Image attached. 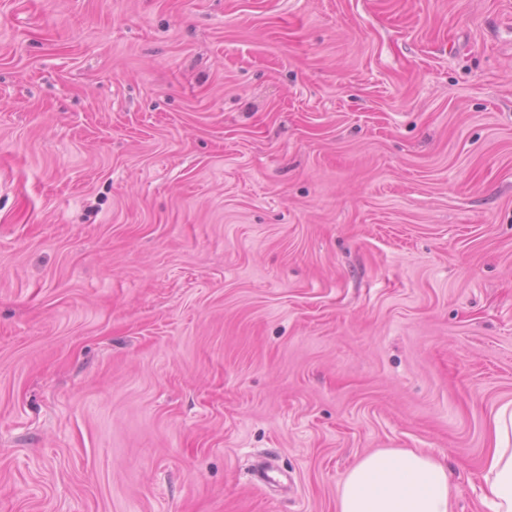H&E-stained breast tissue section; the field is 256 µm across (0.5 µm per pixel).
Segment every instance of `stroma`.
<instances>
[{
	"mask_svg": "<svg viewBox=\"0 0 512 512\" xmlns=\"http://www.w3.org/2000/svg\"><path fill=\"white\" fill-rule=\"evenodd\" d=\"M512 0H0V512H487ZM456 497L442 458L387 448L363 456L347 472L336 512H455Z\"/></svg>",
	"mask_w": 512,
	"mask_h": 512,
	"instance_id": "obj_1",
	"label": "stroma"
}]
</instances>
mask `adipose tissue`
Instances as JSON below:
<instances>
[{"mask_svg": "<svg viewBox=\"0 0 512 512\" xmlns=\"http://www.w3.org/2000/svg\"><path fill=\"white\" fill-rule=\"evenodd\" d=\"M492 447L484 459L483 502L512 512V400L491 416ZM457 488L446 462L414 449H379L346 474L336 512H454Z\"/></svg>", "mask_w": 512, "mask_h": 512, "instance_id": "obj_1", "label": "adipose tissue"}]
</instances>
